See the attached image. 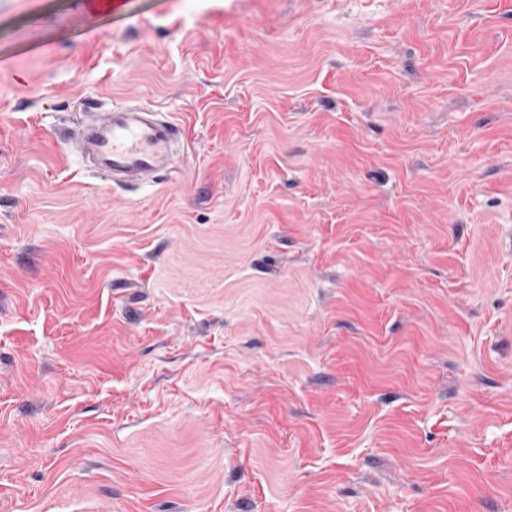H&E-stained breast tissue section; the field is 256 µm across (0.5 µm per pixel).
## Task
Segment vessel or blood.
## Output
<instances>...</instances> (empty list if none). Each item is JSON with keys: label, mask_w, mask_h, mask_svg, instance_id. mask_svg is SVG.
I'll list each match as a JSON object with an SVG mask.
<instances>
[{"label": "vessel or blood", "mask_w": 512, "mask_h": 512, "mask_svg": "<svg viewBox=\"0 0 512 512\" xmlns=\"http://www.w3.org/2000/svg\"><path fill=\"white\" fill-rule=\"evenodd\" d=\"M66 137L85 171L113 187H135L166 173L183 145L179 123L135 103L84 112Z\"/></svg>", "instance_id": "1"}]
</instances>
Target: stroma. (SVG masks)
I'll list each match as a JSON object with an SVG mask.
<instances>
[{"label": "stroma", "mask_w": 512, "mask_h": 512, "mask_svg": "<svg viewBox=\"0 0 512 512\" xmlns=\"http://www.w3.org/2000/svg\"><path fill=\"white\" fill-rule=\"evenodd\" d=\"M0 512H512V0H0ZM66 137L84 170L103 175L113 187H135L167 173L183 147L179 123L135 103L84 111Z\"/></svg>", "instance_id": "35a3bbf8"}]
</instances>
